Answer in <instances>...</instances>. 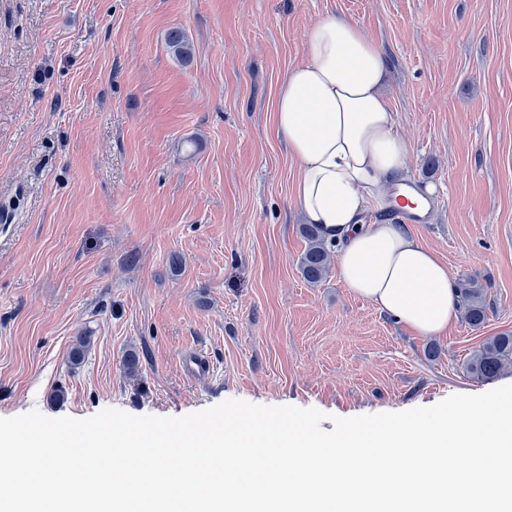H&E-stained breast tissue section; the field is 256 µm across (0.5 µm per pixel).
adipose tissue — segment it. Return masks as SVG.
<instances>
[{
    "label": "adipose tissue",
    "instance_id": "adipose-tissue-1",
    "mask_svg": "<svg viewBox=\"0 0 512 512\" xmlns=\"http://www.w3.org/2000/svg\"><path fill=\"white\" fill-rule=\"evenodd\" d=\"M284 76L273 126L298 166L293 203L336 250L339 280L422 336L457 322L447 265L391 217L410 145L385 92L388 58L354 21L327 13Z\"/></svg>",
    "mask_w": 512,
    "mask_h": 512
}]
</instances>
